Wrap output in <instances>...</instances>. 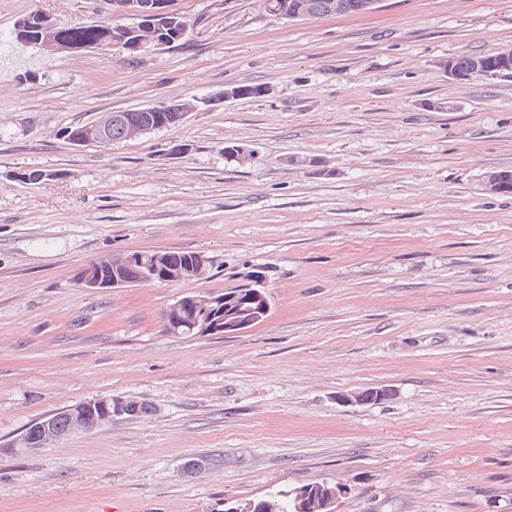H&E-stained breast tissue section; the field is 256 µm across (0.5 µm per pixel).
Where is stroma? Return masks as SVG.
<instances>
[{"instance_id":"1","label":"stroma","mask_w":512,"mask_h":512,"mask_svg":"<svg viewBox=\"0 0 512 512\" xmlns=\"http://www.w3.org/2000/svg\"><path fill=\"white\" fill-rule=\"evenodd\" d=\"M174 7L191 23L177 47L0 55V512H226L317 483L345 487L337 512H512V195L476 185L512 169V78L441 67L512 46V0L296 22L263 0ZM35 10L102 18L96 0H0V37ZM238 85L266 93L109 148L58 135ZM31 170L52 178L18 180ZM132 251L210 265L185 283L77 285ZM258 270L262 323L164 334L184 293ZM382 386L393 399L338 400ZM115 396L154 411L14 445Z\"/></svg>"}]
</instances>
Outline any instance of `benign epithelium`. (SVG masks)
<instances>
[{
	"instance_id": "benign-epithelium-1",
	"label": "benign epithelium",
	"mask_w": 512,
	"mask_h": 512,
	"mask_svg": "<svg viewBox=\"0 0 512 512\" xmlns=\"http://www.w3.org/2000/svg\"><path fill=\"white\" fill-rule=\"evenodd\" d=\"M112 6L113 12L128 15L134 20L132 27L139 32H151L157 20L165 19L177 25L171 32V37L160 40L153 38L148 42L140 39L125 43V39L115 36L106 41L90 43L83 49L105 50L112 46L126 45L129 50L140 51L145 45L154 48L171 47L186 34L187 26L182 21V15L171 8L173 0H102ZM273 14L281 19L296 21L307 16V10L300 0H285ZM58 26L50 19L44 20L43 34L33 41V44L49 52H70L72 47L58 37ZM161 110L170 112L179 122L183 121L191 106L185 103L171 102L160 106L143 108L145 112ZM112 118L110 112L101 113L96 119L86 123L78 132L70 137V143L75 146L97 145L109 146L112 143ZM481 191L487 194H499L506 190L498 176L488 173L478 177ZM208 259L200 255L198 262L190 268L177 266L164 256L145 257V254H126L119 258H112V281L102 280L100 276L79 273L78 284L86 290H102L107 288L127 287L131 280L126 278L125 271L132 270L137 275L140 284L159 280L161 282L181 283L187 275L194 278L201 277L206 270ZM270 297L265 289L264 280H257V284L250 285L243 290L224 297L220 301L214 294H199L191 292L184 295L172 304L164 320V333L168 336L181 337L185 334L197 336L215 335L224 331V335L241 333L258 324L268 316L271 311ZM193 315L191 322L184 321L185 312ZM394 392L389 387H380L357 392L353 395L341 394L338 401L342 403L380 402L391 399ZM142 405V401L135 399L112 398L93 399L82 402L68 410V431L56 433L53 421L46 416L33 425L31 435L23 436L17 442L21 447L29 448L35 442L47 443L58 441L72 434L89 432L93 429L112 424L115 418L124 417L133 409ZM344 494V488L338 484H315L296 491L294 499V512H334V505L338 498Z\"/></svg>"
}]
</instances>
